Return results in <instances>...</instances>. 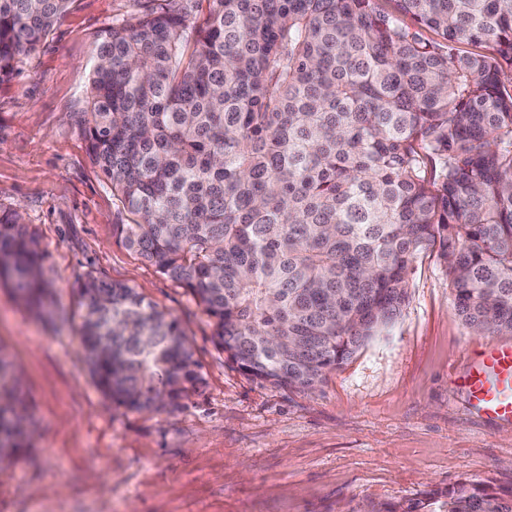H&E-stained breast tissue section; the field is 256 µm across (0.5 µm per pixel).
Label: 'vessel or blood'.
I'll list each match as a JSON object with an SVG mask.
<instances>
[{
  "instance_id": "vessel-or-blood-1",
  "label": "vessel or blood",
  "mask_w": 512,
  "mask_h": 512,
  "mask_svg": "<svg viewBox=\"0 0 512 512\" xmlns=\"http://www.w3.org/2000/svg\"><path fill=\"white\" fill-rule=\"evenodd\" d=\"M460 383L478 409L512 422V345L482 346Z\"/></svg>"
}]
</instances>
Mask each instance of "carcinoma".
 I'll list each match as a JSON object with an SVG mask.
<instances>
[{
    "instance_id": "cac0c4a2",
    "label": "carcinoma",
    "mask_w": 512,
    "mask_h": 512,
    "mask_svg": "<svg viewBox=\"0 0 512 512\" xmlns=\"http://www.w3.org/2000/svg\"><path fill=\"white\" fill-rule=\"evenodd\" d=\"M71 2L0 0V81ZM167 2L96 41L83 130L129 215L114 234L198 300L228 360L315 389L396 320L434 248L465 324L512 334V0ZM0 284L47 300L16 213L0 215ZM78 288L110 401L149 409L203 385L177 319L121 282ZM25 421L0 357V461ZM368 512H512V493L463 483Z\"/></svg>"
}]
</instances>
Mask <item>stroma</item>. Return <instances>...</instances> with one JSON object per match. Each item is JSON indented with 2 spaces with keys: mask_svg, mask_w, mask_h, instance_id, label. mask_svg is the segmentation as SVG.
I'll list each match as a JSON object with an SVG mask.
<instances>
[{
  "mask_svg": "<svg viewBox=\"0 0 512 512\" xmlns=\"http://www.w3.org/2000/svg\"><path fill=\"white\" fill-rule=\"evenodd\" d=\"M152 0H73L0 82V214L33 228L52 293L38 315L0 286V349L28 400L22 450L0 464V512H366L459 483L512 490V423L459 376L486 335L457 316L448 271L422 252L400 316L311 392L253 379L181 285L112 232L128 215L90 162L79 111L94 44ZM176 318L204 377L179 404L111 403L83 350L86 275Z\"/></svg>",
  "mask_w": 512,
  "mask_h": 512,
  "instance_id": "35a3bbf8",
  "label": "stroma"
}]
</instances>
